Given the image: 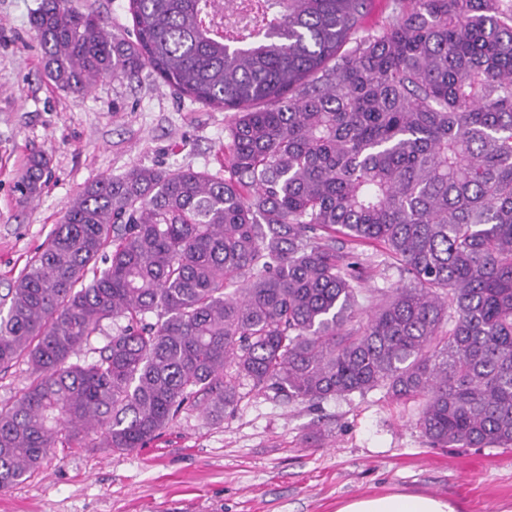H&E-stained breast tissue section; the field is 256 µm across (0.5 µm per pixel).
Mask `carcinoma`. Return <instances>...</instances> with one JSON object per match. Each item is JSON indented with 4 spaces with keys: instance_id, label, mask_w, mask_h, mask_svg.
<instances>
[{
    "instance_id": "obj_1",
    "label": "carcinoma",
    "mask_w": 512,
    "mask_h": 512,
    "mask_svg": "<svg viewBox=\"0 0 512 512\" xmlns=\"http://www.w3.org/2000/svg\"><path fill=\"white\" fill-rule=\"evenodd\" d=\"M370 7L129 0V41L41 0L58 88L149 68L233 119L227 176L88 183L0 296V371L34 374L0 405V490L59 443L131 451L187 408L222 418L244 381L313 405L382 388L421 401L434 446H512V0H395L368 30ZM46 169L29 157L21 196ZM338 233L405 274L364 320Z\"/></svg>"
}]
</instances>
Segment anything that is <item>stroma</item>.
Instances as JSON below:
<instances>
[{"label":"stroma","instance_id":"obj_1","mask_svg":"<svg viewBox=\"0 0 512 512\" xmlns=\"http://www.w3.org/2000/svg\"><path fill=\"white\" fill-rule=\"evenodd\" d=\"M40 2L0 0V294L88 182L134 167L224 174L230 113L179 95L151 70L101 77L80 97L50 82L30 25ZM75 4L132 38L128 0ZM35 153L51 176L24 199L17 186ZM358 252L368 315L400 272L380 245ZM240 392L223 419L184 410L141 448L52 449L25 483L0 490V512H336L394 491L445 498L458 512H512V447H432L416 401L376 390L311 405L247 384Z\"/></svg>","mask_w":512,"mask_h":512}]
</instances>
